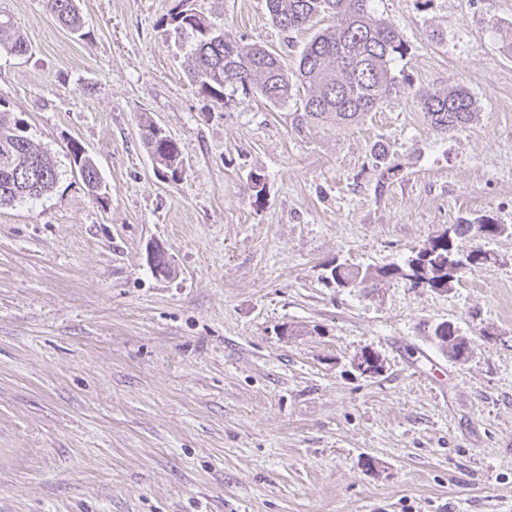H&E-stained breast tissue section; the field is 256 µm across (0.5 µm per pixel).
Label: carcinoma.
<instances>
[{"instance_id": "carcinoma-1", "label": "carcinoma", "mask_w": 512, "mask_h": 512, "mask_svg": "<svg viewBox=\"0 0 512 512\" xmlns=\"http://www.w3.org/2000/svg\"><path fill=\"white\" fill-rule=\"evenodd\" d=\"M373 0H266L271 24L285 33L310 29L324 19L303 47L297 69L288 72L280 58L261 45L245 48L229 30L216 26L195 7V0H176L164 18L175 38L189 47L187 70L200 93L224 105V89L255 92L273 105L284 104L298 87L307 91L303 113L295 129L315 122L348 125L376 111L386 99L399 94L402 82L394 64L406 54L405 44L392 23L378 16ZM50 15L71 31L82 24L76 0H45ZM0 50L25 55L27 43L11 18L0 13ZM419 104L430 124L448 133L471 124L477 105L469 90L454 86L446 91L418 93ZM151 121L142 124V136L153 160L165 173L182 172L178 143L159 134ZM72 163L92 195L104 184L94 160L79 147L72 148ZM55 162L26 134L24 124L0 102V207L39 197L57 182ZM504 227L491 221L457 224L448 233L428 240L401 266L352 268L338 263L329 271L338 288H363L368 283L402 278L432 289L449 288L464 270L485 264L489 254L464 243L479 236L490 239ZM438 347L454 359L465 357L469 341L457 327L442 322L434 328Z\"/></svg>"}]
</instances>
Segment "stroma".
<instances>
[{
	"mask_svg": "<svg viewBox=\"0 0 512 512\" xmlns=\"http://www.w3.org/2000/svg\"><path fill=\"white\" fill-rule=\"evenodd\" d=\"M173 5L77 0V36L44 0H0L29 46L0 52V100L59 171L0 208V512H512V0H374L406 44L404 92L301 132L300 97L199 93ZM197 7L291 70L313 35L265 0ZM456 85L478 117L444 134L415 95ZM481 218L508 231L451 289L325 280ZM442 322L467 357L434 343ZM365 350L380 375L352 367ZM142 136L156 165L163 173H171L172 177H178L182 173V158L178 143L169 141L166 136H159L161 128L151 121L145 120L142 124ZM160 133V132H159ZM71 156V163H73V166L77 169L79 175L81 174L88 191L91 192L96 199L100 200L102 187L104 190H106L107 187L102 182L100 172L94 160L87 155L84 150L77 146L72 148ZM436 344L442 351L454 359L464 358L469 350V341L461 336L457 327L442 322L436 325L433 331Z\"/></svg>",
	"mask_w": 512,
	"mask_h": 512,
	"instance_id": "obj_1",
	"label": "stroma"
}]
</instances>
